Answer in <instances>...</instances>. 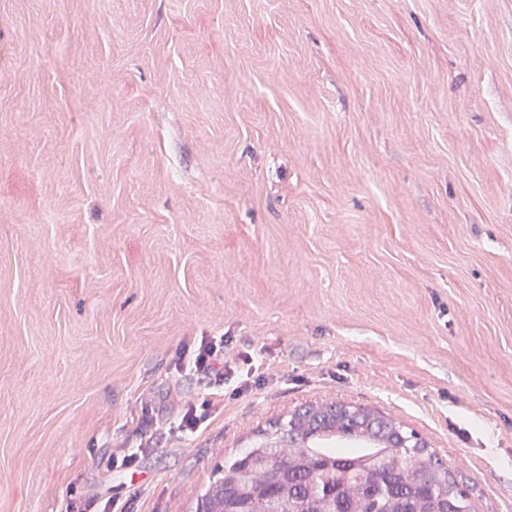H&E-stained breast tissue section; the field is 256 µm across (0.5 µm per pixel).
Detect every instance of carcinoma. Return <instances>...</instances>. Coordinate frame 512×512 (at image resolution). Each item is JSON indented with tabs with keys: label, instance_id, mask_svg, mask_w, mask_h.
Returning a JSON list of instances; mask_svg holds the SVG:
<instances>
[{
	"label": "carcinoma",
	"instance_id": "carcinoma-1",
	"mask_svg": "<svg viewBox=\"0 0 512 512\" xmlns=\"http://www.w3.org/2000/svg\"><path fill=\"white\" fill-rule=\"evenodd\" d=\"M214 466L192 512H478L436 454L381 434L367 416L307 406Z\"/></svg>",
	"mask_w": 512,
	"mask_h": 512
}]
</instances>
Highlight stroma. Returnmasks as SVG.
Masks as SVG:
<instances>
[{
  "label": "stroma",
  "instance_id": "stroma-1",
  "mask_svg": "<svg viewBox=\"0 0 512 512\" xmlns=\"http://www.w3.org/2000/svg\"><path fill=\"white\" fill-rule=\"evenodd\" d=\"M330 403L512 512V0H0V512H191ZM192 360L189 362L192 375H200L199 379L215 376V383L224 379V367H227L228 360L224 365V341L214 340L205 342L201 340L199 347L193 351ZM219 379V381L217 380ZM210 401H203L198 409L194 404H188L182 416L180 429L183 432L195 433L210 417Z\"/></svg>",
  "mask_w": 512,
  "mask_h": 512
}]
</instances>
